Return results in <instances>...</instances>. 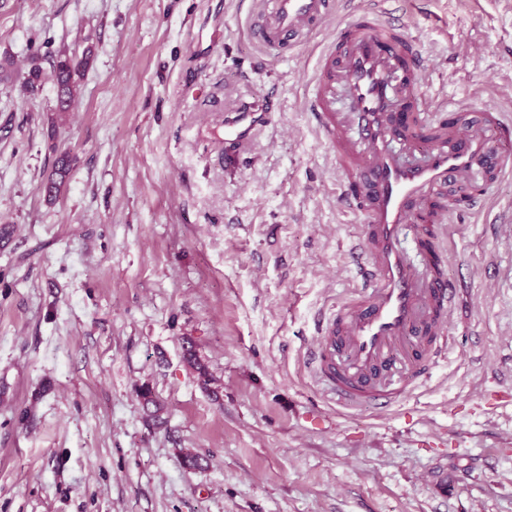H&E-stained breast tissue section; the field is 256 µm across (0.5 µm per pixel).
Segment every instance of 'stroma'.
Instances as JSON below:
<instances>
[{"instance_id": "35a3bbf8", "label": "stroma", "mask_w": 512, "mask_h": 512, "mask_svg": "<svg viewBox=\"0 0 512 512\" xmlns=\"http://www.w3.org/2000/svg\"><path fill=\"white\" fill-rule=\"evenodd\" d=\"M261 5L0 0V512H512V176L450 216L456 311L431 378L345 408L309 365L356 289L363 222L309 111L323 48L379 10L428 99L512 116V0H342L279 55L249 37ZM62 50L93 56L55 126ZM267 103L244 151L225 141V111ZM71 164V159L68 155H62L57 159L55 167L45 185L49 198L57 197L67 185ZM183 361L204 390L211 391L214 395L218 393L217 388L212 387L216 380L211 375L207 364L198 355L194 342L188 338L183 343Z\"/></svg>"}]
</instances>
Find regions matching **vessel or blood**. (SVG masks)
Returning a JSON list of instances; mask_svg holds the SVG:
<instances>
[{
    "label": "vessel or blood",
    "mask_w": 512,
    "mask_h": 512,
    "mask_svg": "<svg viewBox=\"0 0 512 512\" xmlns=\"http://www.w3.org/2000/svg\"><path fill=\"white\" fill-rule=\"evenodd\" d=\"M336 9V0H264L249 33L271 50L300 45ZM419 52L399 28L370 13L325 49L309 101L327 131L341 174L338 190L365 219L354 249L359 293L324 318L311 369L337 403L390 399L425 375L444 350L457 290L401 243L421 223L440 224L441 197L470 195L472 184L512 174V120L473 105L455 108L452 125L417 87ZM248 111L224 120L228 137L244 142L268 120ZM433 133L417 147L416 131Z\"/></svg>",
    "instance_id": "vessel-or-blood-1"
}]
</instances>
